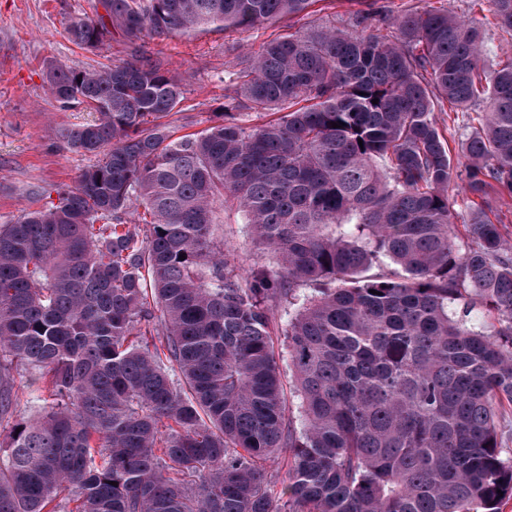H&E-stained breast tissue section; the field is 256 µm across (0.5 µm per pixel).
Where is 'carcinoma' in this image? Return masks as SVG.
I'll use <instances>...</instances> for the list:
<instances>
[{"mask_svg": "<svg viewBox=\"0 0 512 512\" xmlns=\"http://www.w3.org/2000/svg\"><path fill=\"white\" fill-rule=\"evenodd\" d=\"M317 2L99 0L105 14L71 19L80 47L119 34L134 50L48 65L59 105L93 113L58 147L98 162L0 224V512H499L512 496V236L475 202L512 197V56L485 65L477 22L442 6L370 0L265 42L206 129L164 121L184 79L144 38ZM470 2L512 37V0ZM446 105L469 131L462 162ZM229 205L278 270L228 267ZM277 305L294 311L280 329ZM283 450L279 489L264 463ZM28 383L27 376H15L14 390L18 397L17 414L21 418H32L38 412L37 405L30 402Z\"/></svg>", "mask_w": 512, "mask_h": 512, "instance_id": "obj_1", "label": "carcinoma"}]
</instances>
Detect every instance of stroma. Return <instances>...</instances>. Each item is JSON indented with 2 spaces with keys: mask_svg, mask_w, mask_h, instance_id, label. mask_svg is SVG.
I'll return each instance as SVG.
<instances>
[{
  "mask_svg": "<svg viewBox=\"0 0 512 512\" xmlns=\"http://www.w3.org/2000/svg\"><path fill=\"white\" fill-rule=\"evenodd\" d=\"M97 0H0V224L15 221L27 208H38L49 192L73 185L95 156L56 148L58 127L87 120L84 112L61 109L47 90L48 63L74 68L107 66L128 56L122 38L87 51L73 44L66 27L71 17L94 16ZM282 25L247 30H206L196 36L145 39L148 54L180 73L185 98L169 120L180 132L207 128L224 102V74L237 69L228 45L259 50ZM224 254L239 274L275 269L274 253L254 242L241 212L224 217Z\"/></svg>",
  "mask_w": 512,
  "mask_h": 512,
  "instance_id": "obj_1",
  "label": "stroma"
}]
</instances>
